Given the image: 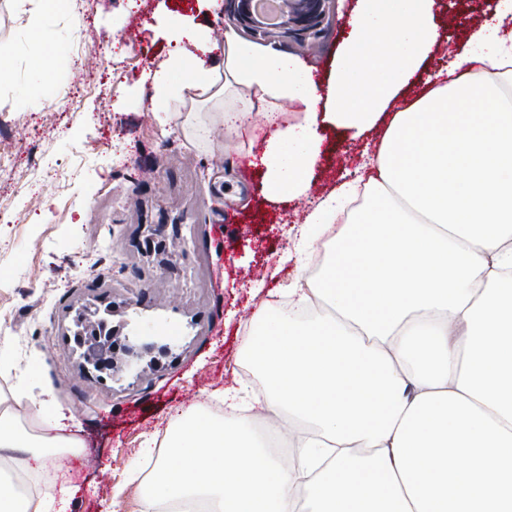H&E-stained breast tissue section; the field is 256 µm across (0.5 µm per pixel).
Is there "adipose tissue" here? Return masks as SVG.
<instances>
[{"label":"adipose tissue","instance_id":"adipose-tissue-1","mask_svg":"<svg viewBox=\"0 0 512 512\" xmlns=\"http://www.w3.org/2000/svg\"><path fill=\"white\" fill-rule=\"evenodd\" d=\"M436 0H360L327 84L288 52L224 27L221 59L190 73L208 29L173 21L175 53L149 75L159 124L215 102L225 134L276 126L260 162L270 198L307 195L322 125L386 121L359 175L297 230L314 278L256 313L239 348L259 389L223 392L224 416L174 417L147 439L141 512H512V0L418 76L439 40ZM300 102L297 125H277ZM267 414L255 432L251 411ZM50 405L0 407V512H68L46 480L80 439ZM291 441L292 459L267 450Z\"/></svg>","mask_w":512,"mask_h":512}]
</instances>
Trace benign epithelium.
I'll list each match as a JSON object with an SVG mask.
<instances>
[{"instance_id": "1", "label": "benign epithelium", "mask_w": 512, "mask_h": 512, "mask_svg": "<svg viewBox=\"0 0 512 512\" xmlns=\"http://www.w3.org/2000/svg\"><path fill=\"white\" fill-rule=\"evenodd\" d=\"M339 0H224V15L251 39L278 42L284 38L302 50L317 49L326 35ZM102 319L81 315L75 339L84 362L95 368L118 370L114 330L100 328Z\"/></svg>"}]
</instances>
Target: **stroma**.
I'll use <instances>...</instances> for the list:
<instances>
[{"label": "stroma", "mask_w": 512, "mask_h": 512, "mask_svg": "<svg viewBox=\"0 0 512 512\" xmlns=\"http://www.w3.org/2000/svg\"><path fill=\"white\" fill-rule=\"evenodd\" d=\"M498 0L476 7L437 0L442 35L428 64L443 67L468 30L483 23ZM359 0H342L322 52L299 53L314 77L328 75L345 46ZM43 24L67 33L51 46L19 34L26 15L0 0V62L13 81L0 84V336L11 334L0 362V393L21 403L49 401L65 434L84 448L56 471L70 487V512H140L127 472L147 438L163 439L189 405L222 406L225 386L242 380L237 347L253 314L285 299L297 262L280 264L289 231L306 205L274 203L262 178L240 161L271 128L223 129L201 143L180 126L153 118L143 75L168 55L167 22L224 32V13L206 0H88L67 12L42 0ZM142 25L134 48L117 34L134 17ZM96 55L77 68L64 57ZM54 60L43 81L33 67ZM36 97L63 91L53 112L26 110L17 87ZM331 150L315 169L311 199L323 197L375 153L378 137L328 131ZM164 225L155 234L156 225ZM185 239L177 252L145 248L147 238ZM112 308L117 335L143 328L153 349L119 374L87 369L74 341L79 309Z\"/></svg>", "instance_id": "1"}]
</instances>
